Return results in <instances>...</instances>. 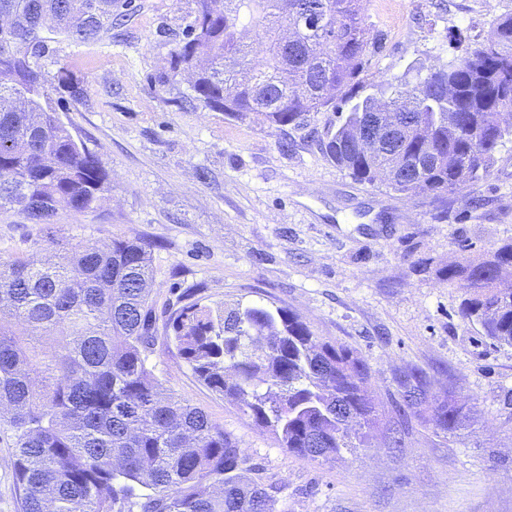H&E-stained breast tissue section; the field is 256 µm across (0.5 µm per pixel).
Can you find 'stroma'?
<instances>
[{"label": "stroma", "mask_w": 512, "mask_h": 512, "mask_svg": "<svg viewBox=\"0 0 512 512\" xmlns=\"http://www.w3.org/2000/svg\"><path fill=\"white\" fill-rule=\"evenodd\" d=\"M121 31L88 44L49 43L39 65L68 68L83 89L50 93L72 134L112 175L108 198L52 228L0 213V256L44 257L51 240L149 245L158 323L183 306L242 302L289 310L370 368L382 420L369 441L329 462L279 448L269 431L201 383L165 332L149 363L177 399L239 441L252 477L282 485L273 512H512V347L463 321L448 262L512 240V138L488 178L439 204L356 183L308 136L333 120L276 130L189 105L168 79L193 0H133ZM512 0H368L377 43L361 78L391 87L482 40ZM291 141L281 151L280 140ZM421 369L432 394L453 391L470 413L455 433L398 411V377ZM401 438L388 447L387 435Z\"/></svg>", "instance_id": "obj_1"}]
</instances>
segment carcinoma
Wrapping results in <instances>:
<instances>
[{
  "instance_id": "1",
  "label": "carcinoma",
  "mask_w": 512,
  "mask_h": 512,
  "mask_svg": "<svg viewBox=\"0 0 512 512\" xmlns=\"http://www.w3.org/2000/svg\"><path fill=\"white\" fill-rule=\"evenodd\" d=\"M364 0H194L172 77L190 68V98L270 128L303 126L331 111L311 135L354 181L441 200L486 179L512 136V14L487 37L404 82L387 98L359 79L375 38ZM128 0H0V212L54 224L60 211L92 212L110 173L75 138L37 64L59 37L78 44L109 31ZM261 28L263 56L247 34ZM330 80L333 91L325 88ZM59 87L82 88L62 68ZM382 131L364 154L357 131ZM512 242L450 264L460 314L496 344L512 347ZM151 252L135 238L77 242L58 260L0 257V435L11 439L23 512H115L145 490L142 512H269L283 487L246 476L237 439L168 393L148 362L157 335ZM167 337L206 386L275 436L286 453L328 461L353 447V426L381 420L370 374L351 348L315 336L283 308L183 305ZM49 337L43 350L34 336ZM422 370L398 378L402 404L452 434L463 407L427 395Z\"/></svg>"
}]
</instances>
